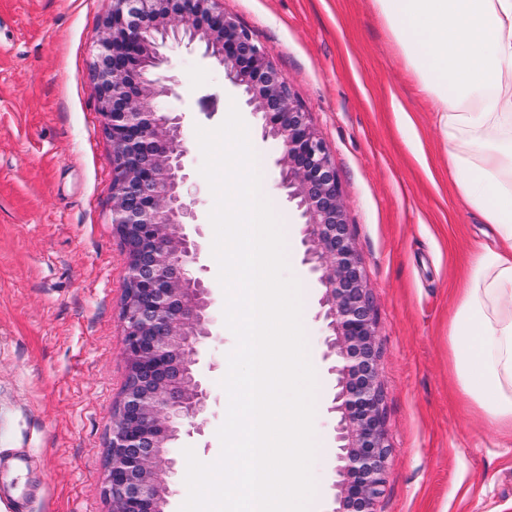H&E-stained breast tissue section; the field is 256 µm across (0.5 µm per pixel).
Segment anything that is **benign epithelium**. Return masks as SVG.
I'll use <instances>...</instances> for the list:
<instances>
[{"label":"benign epithelium","mask_w":512,"mask_h":512,"mask_svg":"<svg viewBox=\"0 0 512 512\" xmlns=\"http://www.w3.org/2000/svg\"><path fill=\"white\" fill-rule=\"evenodd\" d=\"M185 40L204 46V56L224 67L260 116L262 136L277 142L280 186L304 224L303 264L325 288L322 305L331 331L325 358H334L329 372L337 381L330 407L338 414L336 512H375L389 452L379 328L342 188L309 113L219 0H112L95 43L91 76L112 149V224L124 252L150 259L148 265L128 262L127 280L138 299L122 310L124 355L128 366L155 377L154 384L123 393L108 445L105 495L119 496L122 512H163L154 479L170 489L173 464L143 422L191 433L200 430L207 407L201 387L180 392L166 377L176 351L197 364L198 326L209 306V290L193 273L199 245L185 233L196 214L184 116L158 107L157 100L172 92V78L154 77L163 62L159 46ZM143 152L152 154V164L133 167L130 157Z\"/></svg>","instance_id":"7a95c632"}]
</instances>
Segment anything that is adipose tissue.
<instances>
[{"mask_svg":"<svg viewBox=\"0 0 512 512\" xmlns=\"http://www.w3.org/2000/svg\"><path fill=\"white\" fill-rule=\"evenodd\" d=\"M432 103L460 201L493 226L449 322L460 393L512 438V0H372Z\"/></svg>","mask_w":512,"mask_h":512,"instance_id":"adipose-tissue-1","label":"adipose tissue"}]
</instances>
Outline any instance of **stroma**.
<instances>
[{"label": "stroma", "mask_w": 512, "mask_h": 512, "mask_svg": "<svg viewBox=\"0 0 512 512\" xmlns=\"http://www.w3.org/2000/svg\"><path fill=\"white\" fill-rule=\"evenodd\" d=\"M289 82L325 141L363 261L381 347L388 477L376 512H512V443L457 393L448 321L476 244L494 231L456 199L433 107L371 0H221ZM111 0H0V512H109L103 493L114 409L127 377L122 304L127 258L112 224L111 145L89 63ZM175 77L161 109L188 114L208 336L194 370L209 394L201 433L168 454L166 512L187 498L184 448L217 460L236 339L212 254L214 197L196 127L235 102L250 129L276 215L288 226L290 275L303 290L306 342L319 372L311 512H333L336 377L324 359V289L302 259L304 226L279 186L277 145L216 61L166 44Z\"/></svg>", "instance_id": "35a3bbf8"}]
</instances>
